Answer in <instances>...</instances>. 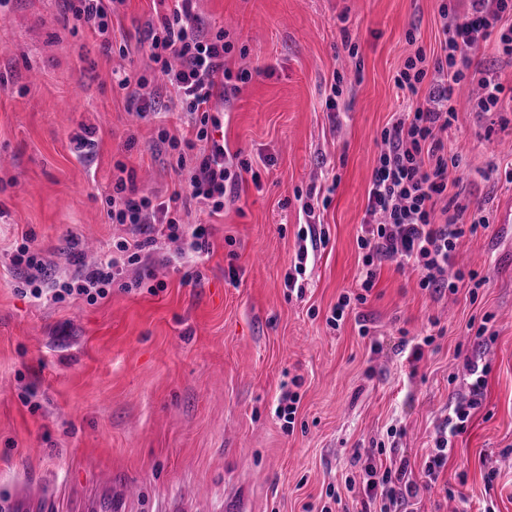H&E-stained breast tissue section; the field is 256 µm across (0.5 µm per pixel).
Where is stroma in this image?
<instances>
[{
	"label": "stroma",
	"mask_w": 512,
	"mask_h": 512,
	"mask_svg": "<svg viewBox=\"0 0 512 512\" xmlns=\"http://www.w3.org/2000/svg\"><path fill=\"white\" fill-rule=\"evenodd\" d=\"M440 0H197L224 29L231 71L251 78L223 106L225 148L267 158L222 212L192 211L202 252L158 236L151 288L89 305L21 294L12 253L30 240L60 273L70 252L107 254L129 227L105 198L120 171L138 193L167 199L177 156L159 140L187 134L179 110L139 117L112 72L150 74L141 45L168 0H127L112 19L126 54H104L63 0H8L0 16V504L43 500L77 512L111 491L120 512H343L354 450L407 461L421 480L438 427L467 390L465 360L488 365L481 406L453 440L448 465L407 512H512V102L478 116L456 97L448 145L462 157V198L490 226L459 247L486 283L430 296L410 268L384 264L366 303L340 329L327 319L357 292V237L380 132L409 98L394 76L421 48L438 53ZM355 52H348V44ZM344 78L328 108L334 75ZM330 189L324 243L309 254L303 295L286 279L306 217L300 193ZM370 333H359L360 323ZM486 323L484 336L475 324ZM433 335L409 364L402 336ZM296 388L294 427L276 415ZM398 436H388L389 427ZM342 497L334 502L329 490Z\"/></svg>",
	"instance_id": "stroma-1"
}]
</instances>
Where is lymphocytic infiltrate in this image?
<instances>
[{"label": "lymphocytic infiltrate", "instance_id": "lymphocytic-infiltrate-1", "mask_svg": "<svg viewBox=\"0 0 512 512\" xmlns=\"http://www.w3.org/2000/svg\"><path fill=\"white\" fill-rule=\"evenodd\" d=\"M126 2L64 0L67 12L82 22L107 53L112 50V17ZM173 2L169 15L159 25L148 27L144 41L157 74L173 88L193 129L189 138L165 133L160 136L176 152L179 166L187 167L184 184L168 200L161 201L136 194L134 186L117 178L105 199L107 218L114 224L129 225L136 230V237L117 239L106 260L89 261L78 254L70 255L68 262L73 271L67 276L57 275L40 250L21 243L14 251L13 263L23 273L19 286L22 293L56 303L81 300L92 305L111 295L113 289L129 292L146 287L152 278L147 264L156 243L155 230H163L167 240L181 249L202 250L206 232L184 221L182 205L191 200L210 213L221 212L226 197L234 194L245 174L251 173L248 159L229 155L213 137L221 126L213 110V98L230 100L248 74L225 68L224 57L232 45L223 32L213 33L202 26L196 0ZM468 2L462 11L456 0H442L439 55L430 58L423 50H416L394 77L397 89L423 94L424 99L396 113L380 133L366 218L357 238L363 266L361 291L339 297L327 320L332 328H340L353 304L366 302L386 262L413 268L420 288L432 295L464 288L474 297L485 283L478 271L455 265L461 243L488 229L489 217L484 208L472 210L458 198L449 197V176L460 169L462 158L449 151L445 139L456 119L454 94L461 84L473 80L481 89L472 102L474 112L483 115L501 108L504 86L491 71L471 78L470 53L493 38L500 54L512 60V0ZM135 265L143 267V274L127 279L126 271ZM465 364L471 378L468 392L440 426L425 463L423 481L409 478L407 463L381 469L373 461V452H353L352 463L363 472V507L404 512L421 489L437 482L448 464L453 438L466 430L487 384L486 367L471 358Z\"/></svg>", "mask_w": 512, "mask_h": 512}]
</instances>
